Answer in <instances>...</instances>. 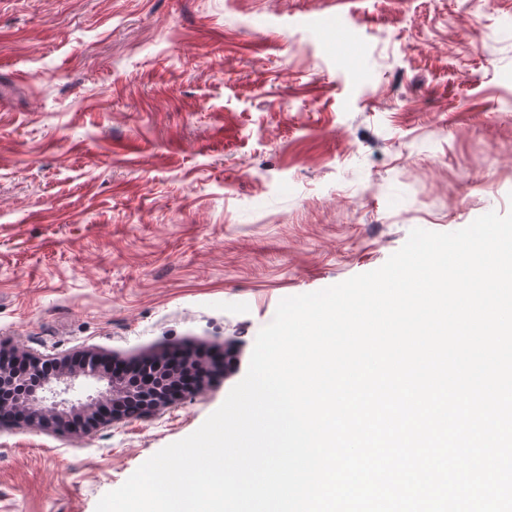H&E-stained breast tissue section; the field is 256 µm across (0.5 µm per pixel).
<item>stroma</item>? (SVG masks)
<instances>
[{"mask_svg":"<svg viewBox=\"0 0 512 512\" xmlns=\"http://www.w3.org/2000/svg\"><path fill=\"white\" fill-rule=\"evenodd\" d=\"M512 211V0H0V342L227 367L85 433L0 425V512H95L282 298Z\"/></svg>","mask_w":512,"mask_h":512,"instance_id":"35a3bbf8","label":"stroma"}]
</instances>
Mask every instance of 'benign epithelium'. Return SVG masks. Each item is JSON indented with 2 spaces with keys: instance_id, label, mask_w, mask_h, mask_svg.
Masks as SVG:
<instances>
[{
  "instance_id": "7a95c632",
  "label": "benign epithelium",
  "mask_w": 512,
  "mask_h": 512,
  "mask_svg": "<svg viewBox=\"0 0 512 512\" xmlns=\"http://www.w3.org/2000/svg\"><path fill=\"white\" fill-rule=\"evenodd\" d=\"M103 356L92 351L39 355L0 343V407L12 405L28 414L25 423L60 433L85 431L126 418L122 403L134 396L143 400V414L170 408L181 398L170 395L166 384L175 373L159 363L154 382L139 386L127 374L106 375ZM82 379L106 382V389L86 399L74 400L70 393ZM115 406L112 413H96L102 400Z\"/></svg>"
}]
</instances>
